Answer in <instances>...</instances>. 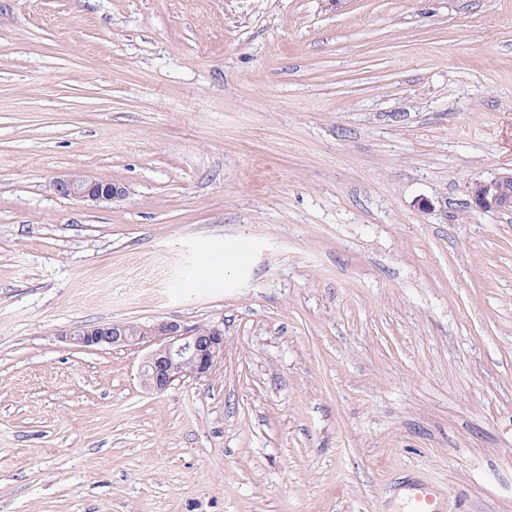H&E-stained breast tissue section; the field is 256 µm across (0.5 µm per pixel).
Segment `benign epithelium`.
I'll return each mask as SVG.
<instances>
[{"label": "benign epithelium", "instance_id": "obj_1", "mask_svg": "<svg viewBox=\"0 0 512 512\" xmlns=\"http://www.w3.org/2000/svg\"><path fill=\"white\" fill-rule=\"evenodd\" d=\"M56 192L81 201L103 203L120 199L127 188L84 173H71L54 183ZM469 207L479 211H512V168L468 188ZM84 347L136 346L150 348L141 370V382L150 392L162 393L177 380L201 381L215 373L224 359V330L216 326L158 321L82 325L71 332Z\"/></svg>", "mask_w": 512, "mask_h": 512}]
</instances>
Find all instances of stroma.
I'll return each mask as SVG.
<instances>
[{"label": "stroma", "mask_w": 512, "mask_h": 512, "mask_svg": "<svg viewBox=\"0 0 512 512\" xmlns=\"http://www.w3.org/2000/svg\"><path fill=\"white\" fill-rule=\"evenodd\" d=\"M510 167L512 0H0V512H512ZM469 207L479 211H512V168L487 181H475L468 188ZM54 188L62 196L96 204L120 199L128 192L118 182L101 180L84 173H71L57 178ZM69 336L84 347H151L141 370V382L150 392L162 393L177 380L201 381L215 373L224 359V330L216 326L158 321L82 325Z\"/></svg>", "instance_id": "35a3bbf8"}]
</instances>
